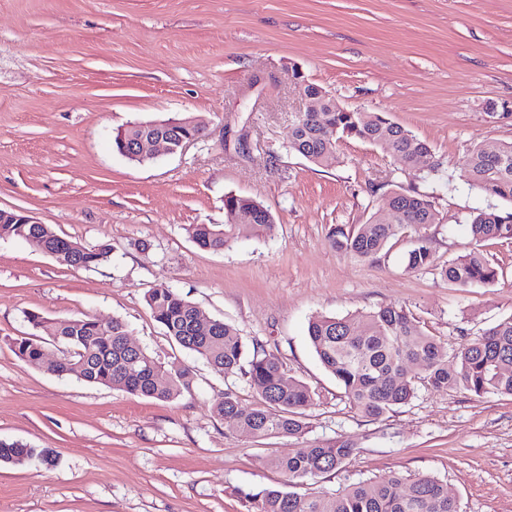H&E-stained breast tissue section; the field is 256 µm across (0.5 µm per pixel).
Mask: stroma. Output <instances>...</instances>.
<instances>
[{
    "mask_svg": "<svg viewBox=\"0 0 512 512\" xmlns=\"http://www.w3.org/2000/svg\"><path fill=\"white\" fill-rule=\"evenodd\" d=\"M348 110L382 112L426 141L433 171L402 168L356 138L316 165L288 151L306 103L295 73ZM192 117L205 136L129 161L112 136ZM512 142V0H0V209L23 210L90 247L94 270L0 239V440L49 450L52 466H0V512H246L237 489L283 485L268 455L347 437L359 453L317 492L395 471L447 483L460 512H512V397L419 387L379 419L352 408L316 357L311 316L405 307L447 349L512 316V241L484 254L497 282L466 288L438 265L469 252V216L512 209L470 185L475 146ZM434 196L436 268L407 270L410 234L362 259L330 243L339 224L388 216L395 191ZM236 194L268 207L270 230L200 249L191 224L225 221ZM173 288L206 316L264 342L315 389L301 437L254 439L214 411L255 390L178 346L145 295ZM125 321L131 341L193 384L162 402L61 377L50 343L34 365L12 351L27 313Z\"/></svg>",
    "mask_w": 512,
    "mask_h": 512,
    "instance_id": "stroma-1",
    "label": "stroma"
}]
</instances>
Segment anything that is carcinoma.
Listing matches in <instances>:
<instances>
[{"instance_id": "cac0c4a2", "label": "carcinoma", "mask_w": 512, "mask_h": 512, "mask_svg": "<svg viewBox=\"0 0 512 512\" xmlns=\"http://www.w3.org/2000/svg\"><path fill=\"white\" fill-rule=\"evenodd\" d=\"M202 135L203 129L184 118L177 125L132 124L116 133L113 148L121 155L123 148L131 147L139 138L163 137L179 149ZM345 137L382 149L406 168L417 167L431 153L426 142L378 112H297L288 150L321 165L336 157V147ZM465 166L472 185L489 196L512 201V143L490 149L479 146ZM389 207L395 211L394 221L374 215L367 223L350 229L338 226L332 231V245L360 258H374L389 239L410 228L414 239L407 268L418 271L434 266L428 238L422 233L426 226L436 223L432 194L395 192ZM224 209L226 220L221 225L189 226V236L198 247L222 251L243 237L259 236L271 227L272 212L250 198L228 195ZM240 211L251 212L252 222L234 223L232 217ZM468 232L477 245L512 240V212L480 211L468 224ZM0 238H19L42 251L60 253L59 264L74 269H96L112 256V245L107 242L87 248L59 236L46 224H0ZM441 274L462 288L489 285L498 279L497 269L477 248L442 266ZM146 302L154 319L180 347L217 372L226 376L241 373L248 378L259 401L245 407L237 394L227 389L214 404L222 419L257 439L296 437L308 432L303 410L314 404L317 393L306 383L288 377L283 361L266 345L257 340L246 343L236 329L222 320L205 318L194 303L170 288L150 289ZM27 321L66 346V354L56 365L60 376L158 401L172 400L192 385L190 368H167L144 349L129 347L128 325L119 318L106 327L89 316L50 319L30 313ZM308 337L320 363L342 386L351 406L372 419L408 404L419 382L435 391L455 388L477 396H512V316L459 345L451 358L438 339L426 334L405 308L394 304L342 317L315 316L309 320ZM12 347L21 359L38 364L44 350L43 337L17 338ZM414 361L420 362V372L410 376L407 366ZM359 452L346 438L286 455H271L267 463L288 478L286 486L240 489L237 494L249 504V512H459L447 486L430 475L406 478L391 473L360 480L331 495L304 491L308 482L346 467ZM35 457L49 462L44 450L0 441V463Z\"/></svg>"}]
</instances>
